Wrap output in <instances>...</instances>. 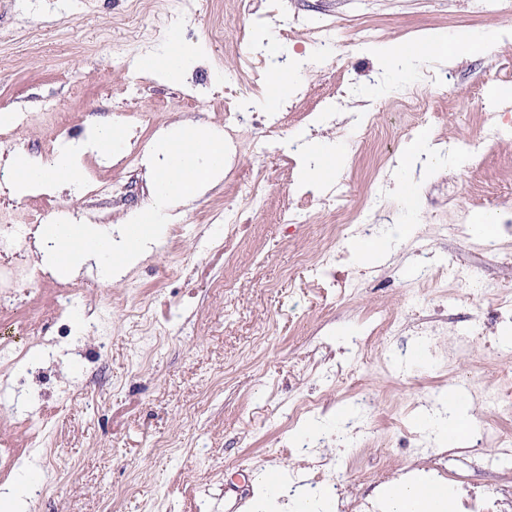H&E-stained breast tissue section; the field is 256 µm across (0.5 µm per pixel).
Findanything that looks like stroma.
Instances as JSON below:
<instances>
[{"label": "stroma", "mask_w": 512, "mask_h": 512, "mask_svg": "<svg viewBox=\"0 0 512 512\" xmlns=\"http://www.w3.org/2000/svg\"><path fill=\"white\" fill-rule=\"evenodd\" d=\"M193 3L171 34L189 54L170 80L137 66L157 52L142 36L160 21L156 0H0V49L10 57L0 66V110L14 115L4 127L11 140L47 163L93 125L112 123L139 146L126 166L124 144L105 156L86 151L82 183L62 194L13 196L0 157V209L16 223L92 208L99 226L114 228L150 200L145 171L160 129L181 119L221 129L235 109L250 131L233 171L183 206L123 276L55 271L0 309V337L27 351L24 366L0 365V448L14 457L0 486H14L27 512H224L228 495L247 512L273 469L286 480L301 474L315 495L337 485L330 512H358L394 480L433 475L482 486L512 512V448L493 440L512 434V419L485 401L512 399V320L497 317L512 300V231L475 230L484 213L512 219V136L487 140L480 121L489 108L512 128V104L498 101L512 92V40L405 71L374 52L512 28V0H251L246 12L238 0ZM325 27L335 32L329 53L316 41ZM366 27L373 41L362 39ZM243 28L248 49L237 46ZM298 58L306 67L278 107L282 135L264 139L268 74ZM244 82L253 86L247 97L226 99ZM407 87L428 102L435 155L453 150L465 165L423 159L403 169L414 134L391 114ZM457 92L466 104L449 110ZM48 110L67 114L65 132L42 120ZM368 112L394 138L393 158L380 135L361 136ZM305 133L335 145L342 161L331 181L342 184L346 208L363 214L331 253L317 233L332 216L318 201L307 225L288 221L307 190L303 156L288 139ZM379 181L385 201L365 210ZM103 182L120 187V199L96 196ZM402 183L414 207L397 193ZM228 203L240 213L232 230L222 220ZM396 224L411 225L409 237L356 256L359 240H385ZM452 263L471 284L449 280ZM93 320L102 330L90 336ZM475 322L482 335L460 350ZM460 383L478 435L453 444L421 419ZM362 393L372 400L366 413ZM310 432L320 444L300 452ZM44 485L51 494L36 495Z\"/></svg>", "instance_id": "35a3bbf8"}]
</instances>
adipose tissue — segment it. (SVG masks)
<instances>
[{"instance_id": "1", "label": "adipose tissue", "mask_w": 512, "mask_h": 512, "mask_svg": "<svg viewBox=\"0 0 512 512\" xmlns=\"http://www.w3.org/2000/svg\"><path fill=\"white\" fill-rule=\"evenodd\" d=\"M379 57L390 64L415 66L434 61H449L456 55V46L444 37H430L420 41L387 43L377 47ZM83 144L63 148L45 164L31 157L24 150H16L9 163L10 188L16 195H23L34 187H76L82 180L80 155ZM426 426L440 434H455L457 441L469 439L473 419L468 409L447 399L442 410L427 415ZM389 512H454L455 505L447 488H436L434 493H424L422 487L401 478L391 482L386 489Z\"/></svg>"}]
</instances>
